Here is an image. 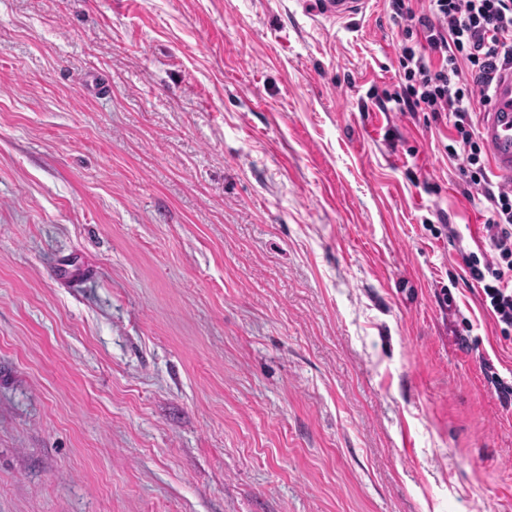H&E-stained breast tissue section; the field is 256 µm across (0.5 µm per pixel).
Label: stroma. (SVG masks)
Wrapping results in <instances>:
<instances>
[{
  "label": "stroma",
  "mask_w": 512,
  "mask_h": 512,
  "mask_svg": "<svg viewBox=\"0 0 512 512\" xmlns=\"http://www.w3.org/2000/svg\"><path fill=\"white\" fill-rule=\"evenodd\" d=\"M312 3L0 0V512H512L452 121Z\"/></svg>",
  "instance_id": "obj_1"
}]
</instances>
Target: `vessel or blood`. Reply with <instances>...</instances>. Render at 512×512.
I'll list each match as a JSON object with an SVG mask.
<instances>
[{
  "instance_id": "vessel-or-blood-1",
  "label": "vessel or blood",
  "mask_w": 512,
  "mask_h": 512,
  "mask_svg": "<svg viewBox=\"0 0 512 512\" xmlns=\"http://www.w3.org/2000/svg\"><path fill=\"white\" fill-rule=\"evenodd\" d=\"M368 0H321L324 16L339 22L363 14ZM480 134L490 157L491 170L499 177L512 180V70L497 77L491 102L483 114Z\"/></svg>"
}]
</instances>
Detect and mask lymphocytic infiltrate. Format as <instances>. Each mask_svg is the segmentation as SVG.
Returning a JSON list of instances; mask_svg holds the SVG:
<instances>
[{
    "instance_id": "lymphocytic-infiltrate-1",
    "label": "lymphocytic infiltrate",
    "mask_w": 512,
    "mask_h": 512,
    "mask_svg": "<svg viewBox=\"0 0 512 512\" xmlns=\"http://www.w3.org/2000/svg\"><path fill=\"white\" fill-rule=\"evenodd\" d=\"M422 10L410 0H390L404 21L406 37L421 48L402 46L403 75L388 99L401 112L451 114L454 134L445 150L459 160V177L488 204L485 224L492 255L469 253V274L503 338L512 337V187L493 181L487 153L469 105L490 99L495 73L512 66V0H427Z\"/></svg>"
}]
</instances>
